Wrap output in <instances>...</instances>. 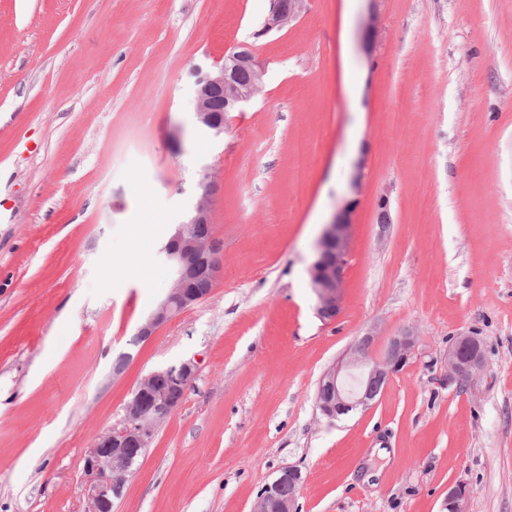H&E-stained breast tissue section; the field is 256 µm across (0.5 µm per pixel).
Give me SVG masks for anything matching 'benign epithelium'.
I'll use <instances>...</instances> for the list:
<instances>
[{
    "instance_id": "benign-epithelium-1",
    "label": "benign epithelium",
    "mask_w": 512,
    "mask_h": 512,
    "mask_svg": "<svg viewBox=\"0 0 512 512\" xmlns=\"http://www.w3.org/2000/svg\"><path fill=\"white\" fill-rule=\"evenodd\" d=\"M303 2L292 0V7L286 12L273 9L262 32L266 34L287 26L299 15ZM239 67L251 70L252 83L245 89L234 81V71ZM264 74V68L245 47L226 56L224 63L214 70L193 66L191 98L197 127L215 137L223 135L226 113L241 109L254 97ZM216 91L224 93L222 113L209 107V99ZM217 189V181L207 175L198 182L196 203L185 220L175 225L170 240L162 247L161 254L171 269L172 282L138 328L139 340H148L181 312L207 299L222 281L221 250L212 234L211 206ZM351 228L350 212L345 209L326 225L316 247L315 260L309 267L317 315L325 322L335 320L342 307ZM369 343L370 337H364L350 350L346 362L329 368L323 375L316 398L323 415L333 417L348 410L367 408L374 399L375 383L400 371L413 357L416 336L407 329L393 337L382 358L368 352ZM483 367L481 341L467 333L457 335L446 357L448 381L459 385L470 382ZM196 371L197 365L192 360L151 371L132 391L121 420L96 435L85 460L90 487L84 512H112L114 499L122 495L130 477L132 458L149 447L159 426L181 406ZM285 483L293 491L283 497L280 489ZM302 484L298 467L282 468L277 478L264 487L256 512H294ZM468 497V487L461 482L455 484L448 491V512H466Z\"/></svg>"
}]
</instances>
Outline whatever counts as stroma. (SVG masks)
<instances>
[{"label":"stroma","mask_w":512,"mask_h":512,"mask_svg":"<svg viewBox=\"0 0 512 512\" xmlns=\"http://www.w3.org/2000/svg\"><path fill=\"white\" fill-rule=\"evenodd\" d=\"M272 6L0 0V512H84L93 438L188 359L113 512H254L289 465L299 512H448L459 482L468 512H512V0H307L264 35ZM244 45L263 84L215 138L189 71ZM207 173L224 278L134 343ZM346 206L327 324L308 268ZM406 329L416 353L373 405L323 416V373ZM461 332L485 358L467 385L443 365Z\"/></svg>","instance_id":"obj_1"}]
</instances>
